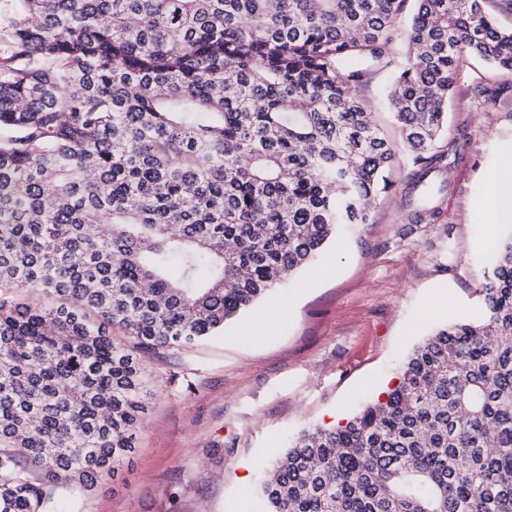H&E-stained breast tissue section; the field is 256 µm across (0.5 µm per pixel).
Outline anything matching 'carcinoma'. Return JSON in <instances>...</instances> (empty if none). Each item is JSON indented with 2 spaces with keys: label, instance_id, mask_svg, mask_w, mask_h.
I'll use <instances>...</instances> for the list:
<instances>
[{
  "label": "carcinoma",
  "instance_id": "cac0c4a2",
  "mask_svg": "<svg viewBox=\"0 0 512 512\" xmlns=\"http://www.w3.org/2000/svg\"><path fill=\"white\" fill-rule=\"evenodd\" d=\"M0 13V512H56L133 453L136 351L224 329L302 270L369 199L396 151L357 96L387 102L422 176L456 73L512 71L484 0H11ZM484 314L417 346L399 383L288 443L262 512H512V227ZM34 290L49 302L30 304ZM119 327L135 340H112Z\"/></svg>",
  "mask_w": 512,
  "mask_h": 512
}]
</instances>
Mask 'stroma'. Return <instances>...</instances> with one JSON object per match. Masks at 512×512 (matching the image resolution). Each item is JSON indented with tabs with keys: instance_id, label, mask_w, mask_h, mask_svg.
<instances>
[{
	"instance_id": "stroma-1",
	"label": "stroma",
	"mask_w": 512,
	"mask_h": 512,
	"mask_svg": "<svg viewBox=\"0 0 512 512\" xmlns=\"http://www.w3.org/2000/svg\"><path fill=\"white\" fill-rule=\"evenodd\" d=\"M391 79L373 72L358 94L393 138ZM447 137L454 151L425 179L399 153L371 223L344 228L313 271L281 287L282 313H245L223 334L142 354L149 397L134 454L81 497L56 487L58 512H240L262 479L258 460L398 383L407 355L448 320L440 294L478 315L487 243L506 230L486 216L512 153V73L461 66Z\"/></svg>"
}]
</instances>
